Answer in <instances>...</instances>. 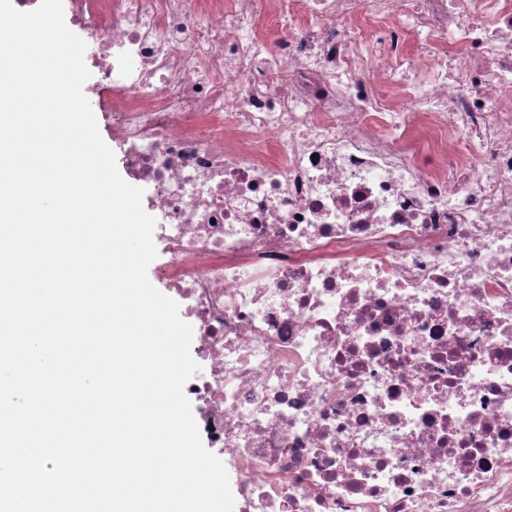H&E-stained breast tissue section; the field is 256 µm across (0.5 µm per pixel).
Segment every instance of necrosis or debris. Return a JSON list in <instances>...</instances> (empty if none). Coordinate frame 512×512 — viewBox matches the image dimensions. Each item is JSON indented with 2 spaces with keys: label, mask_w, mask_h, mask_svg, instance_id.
Returning a JSON list of instances; mask_svg holds the SVG:
<instances>
[{
  "label": "necrosis or debris",
  "mask_w": 512,
  "mask_h": 512,
  "mask_svg": "<svg viewBox=\"0 0 512 512\" xmlns=\"http://www.w3.org/2000/svg\"><path fill=\"white\" fill-rule=\"evenodd\" d=\"M63 4L239 512H512V0Z\"/></svg>",
  "instance_id": "obj_1"
}]
</instances>
